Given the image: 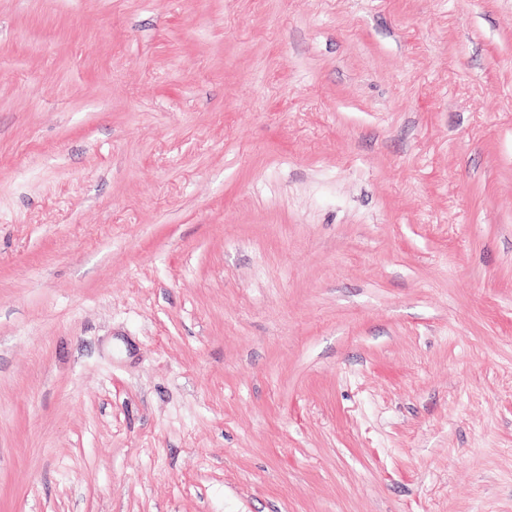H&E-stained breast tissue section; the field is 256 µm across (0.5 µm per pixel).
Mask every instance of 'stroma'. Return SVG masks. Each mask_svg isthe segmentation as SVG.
Instances as JSON below:
<instances>
[{"label": "stroma", "instance_id": "1", "mask_svg": "<svg viewBox=\"0 0 512 512\" xmlns=\"http://www.w3.org/2000/svg\"><path fill=\"white\" fill-rule=\"evenodd\" d=\"M0 512H512V0H0Z\"/></svg>", "mask_w": 512, "mask_h": 512}]
</instances>
